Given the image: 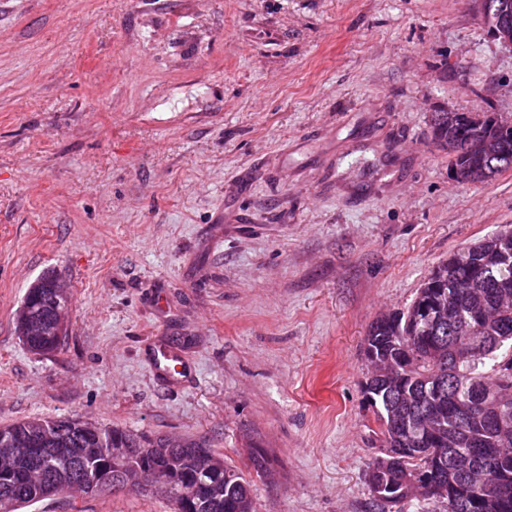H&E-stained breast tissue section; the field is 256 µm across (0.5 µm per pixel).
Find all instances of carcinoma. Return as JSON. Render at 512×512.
Instances as JSON below:
<instances>
[{"label":"carcinoma","mask_w":512,"mask_h":512,"mask_svg":"<svg viewBox=\"0 0 512 512\" xmlns=\"http://www.w3.org/2000/svg\"><path fill=\"white\" fill-rule=\"evenodd\" d=\"M431 138L468 183L512 169V134L489 112H434ZM33 308L52 315L53 298L30 288ZM58 336H32L26 346L48 353ZM364 355L371 365L365 395L379 424V451L367 474L377 512L410 502L415 512H512V230L460 247L433 268L404 311L370 325ZM63 430L59 446L31 444L44 425ZM14 441L10 472L0 471V498L13 512L100 475L93 495L115 494L136 470L168 478L173 505L197 488L202 512H254L249 480L231 465L207 466L204 441L183 439L158 458L164 438L118 426L80 429L71 417H32L0 427ZM434 487L420 490V476Z\"/></svg>","instance_id":"cac0c4a2"}]
</instances>
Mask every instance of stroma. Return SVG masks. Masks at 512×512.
<instances>
[{
  "mask_svg": "<svg viewBox=\"0 0 512 512\" xmlns=\"http://www.w3.org/2000/svg\"><path fill=\"white\" fill-rule=\"evenodd\" d=\"M440 108L512 121V47L478 0H0V425L203 439L255 512H373L367 328L512 225V169L452 181ZM47 272L72 305L40 355L15 314ZM159 341L185 386L154 376Z\"/></svg>",
  "mask_w": 512,
  "mask_h": 512,
  "instance_id": "stroma-1",
  "label": "stroma"
}]
</instances>
